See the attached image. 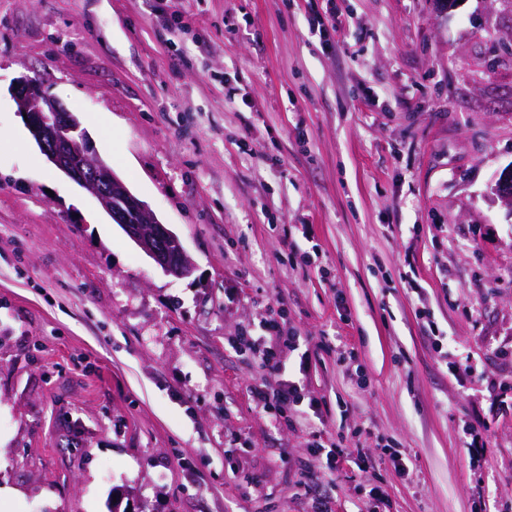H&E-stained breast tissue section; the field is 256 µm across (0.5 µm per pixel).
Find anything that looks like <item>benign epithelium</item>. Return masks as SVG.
<instances>
[{"mask_svg": "<svg viewBox=\"0 0 512 512\" xmlns=\"http://www.w3.org/2000/svg\"><path fill=\"white\" fill-rule=\"evenodd\" d=\"M11 91L18 114L27 115L25 125L48 162L91 193L113 223L165 274L190 276L194 265L180 238L94 153L78 118L35 80L23 77ZM494 192L512 207V168L502 174Z\"/></svg>", "mask_w": 512, "mask_h": 512, "instance_id": "7a95c632", "label": "benign epithelium"}]
</instances>
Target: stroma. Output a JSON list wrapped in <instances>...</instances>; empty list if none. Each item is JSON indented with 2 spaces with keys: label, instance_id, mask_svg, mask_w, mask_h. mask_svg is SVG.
<instances>
[{
  "label": "stroma",
  "instance_id": "stroma-1",
  "mask_svg": "<svg viewBox=\"0 0 512 512\" xmlns=\"http://www.w3.org/2000/svg\"><path fill=\"white\" fill-rule=\"evenodd\" d=\"M181 11L0 0V512H512V0ZM23 76L191 277L46 161ZM270 319L317 414L251 401ZM261 334L258 336H242L239 344H244L249 348L256 349L265 344L266 340L275 337L278 342L285 348L294 347L293 337L282 336L278 323L275 320H269L260 326ZM275 334V336H273Z\"/></svg>",
  "mask_w": 512,
  "mask_h": 512
}]
</instances>
